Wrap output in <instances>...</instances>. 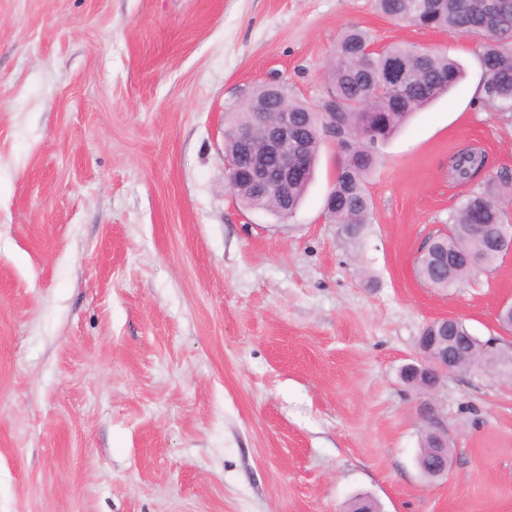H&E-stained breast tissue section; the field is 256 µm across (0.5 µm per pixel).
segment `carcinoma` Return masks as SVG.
<instances>
[{
  "mask_svg": "<svg viewBox=\"0 0 512 512\" xmlns=\"http://www.w3.org/2000/svg\"><path fill=\"white\" fill-rule=\"evenodd\" d=\"M386 16L422 28H434L454 34L467 30L478 38V54L485 69L483 82L485 106L497 112H512V0H377ZM372 44L360 29L346 30L337 45L336 56L328 71V87L336 94L337 120L351 130L355 155H345L336 170V178L325 205L327 213L343 225L344 236L359 239L371 219V201L365 189L368 175L376 164V146L401 128L413 115L445 95L463 75L460 65L440 54H426L412 46L392 45L380 52H365ZM397 63L402 82L381 85L375 72L388 62ZM402 106L393 108V99ZM253 98L275 110L282 106L293 117L304 152L317 161L323 132L317 111L290 99L278 85L258 88ZM249 104L230 113L227 127L248 125L253 121ZM485 157L463 148L451 160L452 178L470 183L483 171ZM312 179L288 185V205L276 195L259 187L238 182L230 187L239 201L251 209L278 215L288 208L293 216ZM512 197V181L486 178L459 203L452 222L430 237V249L417 262L419 277L433 288H457L477 270L492 271L500 254L490 241L500 225L508 223L504 201ZM461 336L459 369L484 372L485 342L471 334L464 322L450 332ZM434 442L431 430L421 440L418 464L421 470L433 463Z\"/></svg>",
  "mask_w": 512,
  "mask_h": 512,
  "instance_id": "obj_1",
  "label": "carcinoma"
}]
</instances>
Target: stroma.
Listing matches in <instances>:
<instances>
[{
	"label": "stroma",
	"mask_w": 512,
	"mask_h": 512,
	"mask_svg": "<svg viewBox=\"0 0 512 512\" xmlns=\"http://www.w3.org/2000/svg\"><path fill=\"white\" fill-rule=\"evenodd\" d=\"M351 27L465 70L378 145L358 241L325 214L333 143L286 219L224 165L231 112L273 77L318 106ZM475 45L375 0H0V512H512V382L400 378L430 322L486 339L512 301V254L449 293L416 274L470 190L453 154L512 180ZM484 165L485 157L463 148L453 155L450 172L454 180L471 183L482 173Z\"/></svg>",
	"instance_id": "obj_1"
}]
</instances>
